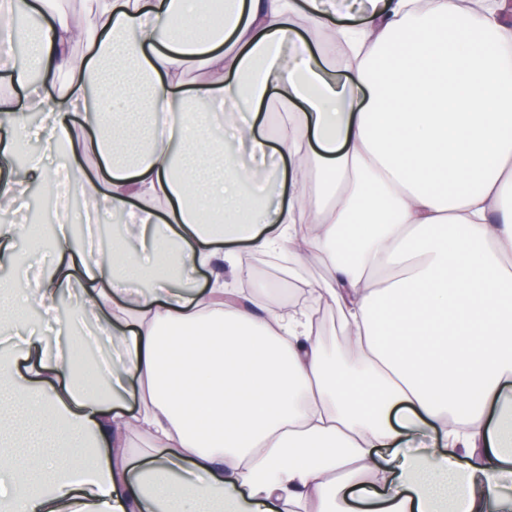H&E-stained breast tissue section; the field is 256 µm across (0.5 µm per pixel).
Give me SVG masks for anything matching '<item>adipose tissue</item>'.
<instances>
[{"label":"adipose tissue","mask_w":512,"mask_h":512,"mask_svg":"<svg viewBox=\"0 0 512 512\" xmlns=\"http://www.w3.org/2000/svg\"><path fill=\"white\" fill-rule=\"evenodd\" d=\"M12 0L35 18L25 63L4 67L25 98L0 97V195L26 112L46 113L72 193L128 215L112 259L84 250L34 285L0 287V327L26 299L50 308L78 286L118 363L89 392L83 365L38 337L0 358L25 432L0 433V504L21 512H512V0H228L204 39L171 29L202 0ZM318 28L344 79L299 36ZM85 57L72 64L70 50ZM210 74L187 85L192 63ZM206 111H199V103ZM223 126L281 160L272 201L254 162L196 160ZM163 223L152 255L130 240ZM301 256L334 273L346 345L330 362L312 316L226 299L225 240ZM209 288L187 291L196 271ZM126 279L141 292L121 289ZM135 412L122 407L129 379ZM146 436L158 455L138 469Z\"/></svg>","instance_id":"obj_1"}]
</instances>
